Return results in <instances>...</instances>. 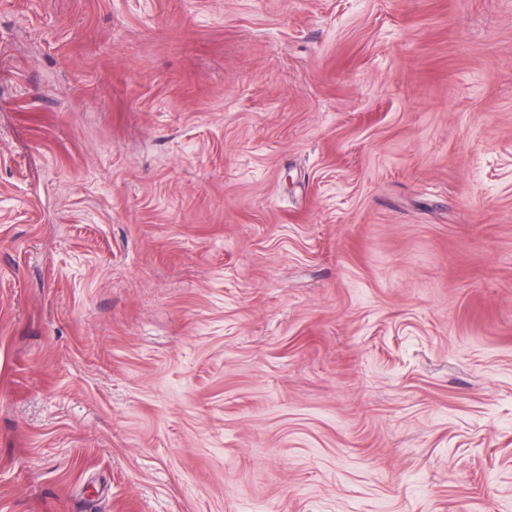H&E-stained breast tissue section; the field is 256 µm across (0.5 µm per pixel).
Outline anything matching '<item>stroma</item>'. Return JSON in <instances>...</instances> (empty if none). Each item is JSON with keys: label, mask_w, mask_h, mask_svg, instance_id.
Here are the masks:
<instances>
[{"label": "stroma", "mask_w": 512, "mask_h": 512, "mask_svg": "<svg viewBox=\"0 0 512 512\" xmlns=\"http://www.w3.org/2000/svg\"><path fill=\"white\" fill-rule=\"evenodd\" d=\"M0 512H512V0H0Z\"/></svg>", "instance_id": "35a3bbf8"}]
</instances>
